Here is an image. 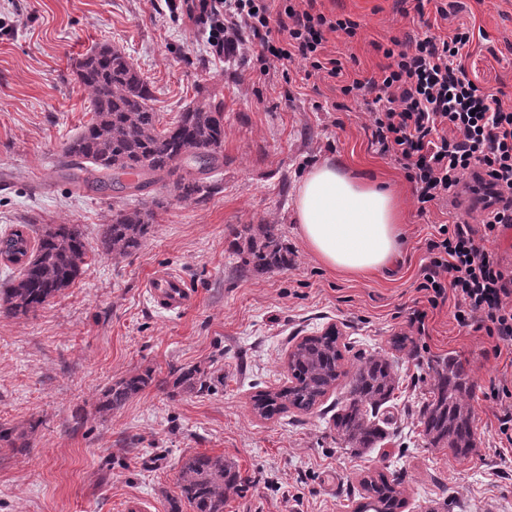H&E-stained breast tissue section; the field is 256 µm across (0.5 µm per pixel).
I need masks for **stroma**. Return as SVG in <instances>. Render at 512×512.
<instances>
[{"label": "stroma", "mask_w": 512, "mask_h": 512, "mask_svg": "<svg viewBox=\"0 0 512 512\" xmlns=\"http://www.w3.org/2000/svg\"><path fill=\"white\" fill-rule=\"evenodd\" d=\"M170 2L0 0V235L32 222L77 224L89 248L81 275L47 304L25 316L0 311V423L31 431L26 453L0 447V512H123L131 496L167 512L183 461L199 453L224 456L242 477L224 512H356L362 480L375 472L399 482L402 512H512V446L501 445L485 397L491 379L512 380V355L494 356L484 333L459 331L453 301L431 310L416 290L426 239L442 224L480 228L479 209L445 201L419 215L413 184L371 144L369 105L344 96L340 82L307 76L298 59L262 76L226 62L208 25ZM315 7L360 22L354 38L329 35L325 52L362 78L386 65L391 39L468 29L469 78L512 107V0H441L420 15L405 14L402 0ZM103 44L149 82L162 123L198 93L223 101L215 193L180 201L167 186L130 197L117 185L94 191L75 182L62 147L91 118L75 64ZM325 160L398 193L403 240L389 271L346 278L309 252L294 199L306 172ZM151 204L155 221L138 251L100 248L113 210ZM258 224L275 225L292 253L288 268L243 267L238 233ZM164 271L197 293L177 317L144 294ZM423 307L420 336L408 318ZM331 327L346 367L373 355L395 365L399 388L380 448L359 453L337 436L323 410L343 401L341 385L308 413L267 420L252 411L253 395L287 385L295 345ZM397 336L412 342L395 349ZM438 357L460 360L469 373L476 448L465 459L429 447L418 426ZM195 365L210 373L209 388L172 394L150 386L107 415L95 409L105 388L133 372L164 378Z\"/></svg>", "instance_id": "35a3bbf8"}]
</instances>
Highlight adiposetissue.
<instances>
[{
    "label": "adipose tissue",
    "instance_id": "ef3b65f1",
    "mask_svg": "<svg viewBox=\"0 0 512 512\" xmlns=\"http://www.w3.org/2000/svg\"><path fill=\"white\" fill-rule=\"evenodd\" d=\"M294 210L309 251L331 270L365 274L386 268L398 254L401 215L394 194L336 162L308 170Z\"/></svg>",
    "mask_w": 512,
    "mask_h": 512
}]
</instances>
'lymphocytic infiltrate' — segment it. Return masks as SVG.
<instances>
[{
	"label": "lymphocytic infiltrate",
	"mask_w": 512,
	"mask_h": 512,
	"mask_svg": "<svg viewBox=\"0 0 512 512\" xmlns=\"http://www.w3.org/2000/svg\"><path fill=\"white\" fill-rule=\"evenodd\" d=\"M180 8L193 23H210V44L225 60L252 57L264 73L298 58L314 75L342 79L345 96L371 98L372 142L413 183L419 213L474 194L482 233L440 225L417 289L428 308L453 301L458 328L485 332L494 355L512 351V274L485 246L512 227V108L468 78L469 31L394 42L379 74L360 79L324 53L328 34L354 37L357 23L316 11L315 0H180Z\"/></svg>",
	"instance_id": "1"
}]
</instances>
